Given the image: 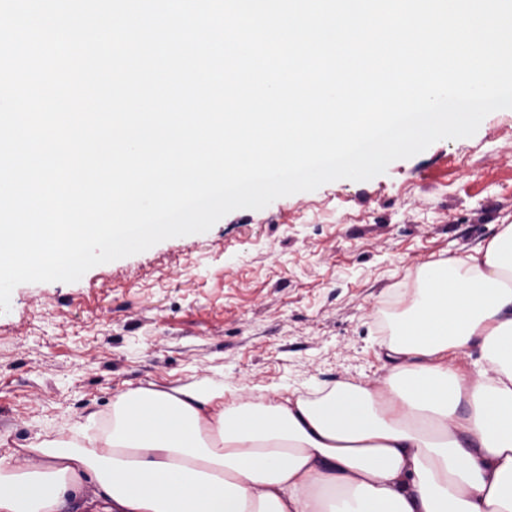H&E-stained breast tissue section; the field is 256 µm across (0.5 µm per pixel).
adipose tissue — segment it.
I'll return each instance as SVG.
<instances>
[{"label": "adipose tissue", "mask_w": 512, "mask_h": 512, "mask_svg": "<svg viewBox=\"0 0 512 512\" xmlns=\"http://www.w3.org/2000/svg\"><path fill=\"white\" fill-rule=\"evenodd\" d=\"M381 385L225 405L223 386L137 388L112 433L0 456V512H512V224L421 271ZM479 353L474 377L449 352ZM62 512H102L101 499L95 495V487L87 485L78 498L68 501Z\"/></svg>", "instance_id": "ef3b65f1"}]
</instances>
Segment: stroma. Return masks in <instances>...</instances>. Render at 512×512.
Wrapping results in <instances>:
<instances>
[{"label": "stroma", "mask_w": 512, "mask_h": 512, "mask_svg": "<svg viewBox=\"0 0 512 512\" xmlns=\"http://www.w3.org/2000/svg\"><path fill=\"white\" fill-rule=\"evenodd\" d=\"M512 224V109L375 178L240 209L209 231L23 283L0 312V455L86 443L117 395L187 384L269 399L388 374L417 271Z\"/></svg>", "instance_id": "obj_1"}]
</instances>
